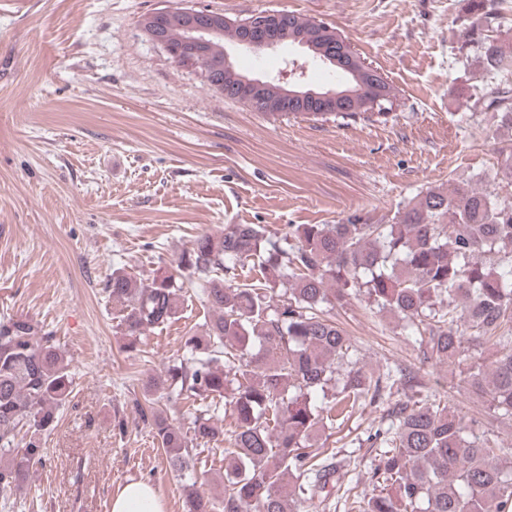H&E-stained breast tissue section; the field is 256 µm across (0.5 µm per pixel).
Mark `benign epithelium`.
Segmentation results:
<instances>
[{"label": "benign epithelium", "instance_id": "benign-epithelium-1", "mask_svg": "<svg viewBox=\"0 0 512 512\" xmlns=\"http://www.w3.org/2000/svg\"><path fill=\"white\" fill-rule=\"evenodd\" d=\"M173 11L174 8L166 6L144 14L139 21L140 29L147 39L162 48L174 63L198 74L208 81L212 89L221 94L224 93V81L220 78L219 71L202 65L204 49L211 38L224 34V28L230 27L235 31L232 39L235 48L254 53L274 51L281 46L279 34L282 29L288 27L292 17L290 12L282 10L257 12L244 19H233L224 15L221 10L185 7L180 9L184 20V36L181 41L172 43L167 38L166 29ZM318 33L328 36L333 34V30L327 24L315 21L313 28L297 33L295 43L302 47H310L314 44L313 36ZM335 45L334 41L328 42V50L321 54L322 61L334 67L341 66L348 72L360 68L368 75L366 83L355 89L345 85L339 88L314 90L306 87L305 70L299 62L294 61L292 66L283 70L278 77L279 82L286 83V86L283 88L281 103L271 108V111L285 114L290 112V109L297 108L301 112H342L346 109L345 101L357 94L369 101L372 110H377L384 99L380 72L374 66L343 53L341 49H336ZM265 85L266 82L259 78L245 75L240 78V89L249 97L261 96Z\"/></svg>", "mask_w": 512, "mask_h": 512}]
</instances>
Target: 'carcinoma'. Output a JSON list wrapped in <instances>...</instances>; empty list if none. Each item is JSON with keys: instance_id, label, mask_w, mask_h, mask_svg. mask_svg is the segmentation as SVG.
<instances>
[{"instance_id": "cac0c4a2", "label": "carcinoma", "mask_w": 512, "mask_h": 512, "mask_svg": "<svg viewBox=\"0 0 512 512\" xmlns=\"http://www.w3.org/2000/svg\"><path fill=\"white\" fill-rule=\"evenodd\" d=\"M466 37L477 44L486 82L473 108L497 117L505 175L512 183V44L493 35L498 0H470ZM231 34L211 39L208 63L224 59ZM336 116L385 122L362 98ZM256 260L263 282L237 281V267ZM282 285L283 298L272 292ZM200 289L214 317L206 335L185 340V354L165 375L143 386L139 419L167 454L171 468L190 472L193 451L227 435L224 495L212 497L188 480L185 512H299L327 498L336 467L311 452L347 408L376 400L398 380L359 366L346 332L326 308L365 296L374 313L388 312L424 359L463 363L469 347L487 349L464 382L489 415L512 419V201L468 182L430 189L398 210L391 223L361 211L335 224H290L268 234L254 224H226L219 235L197 237L178 257L176 271L143 279L112 270L105 292L119 308L127 351L140 336L176 318L181 292ZM340 391L328 393L340 366ZM74 373L54 337L31 320L0 322V491L24 493L46 461L45 436L69 401ZM202 396L190 432L156 406L154 395ZM230 405L234 426L215 418ZM395 425L372 437L381 448L375 474L381 490L354 496L357 512H512V448L481 422L448 405L409 398L394 409Z\"/></svg>"}]
</instances>
